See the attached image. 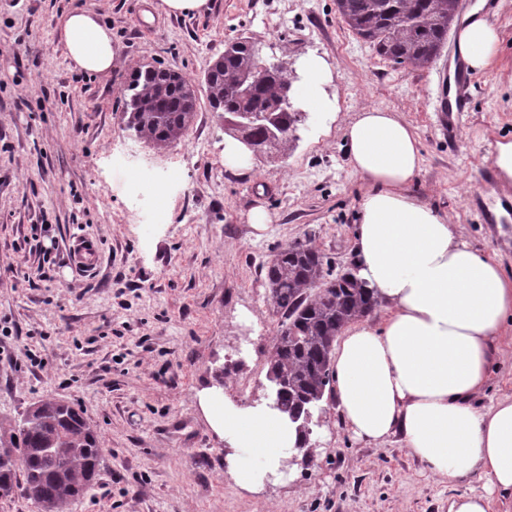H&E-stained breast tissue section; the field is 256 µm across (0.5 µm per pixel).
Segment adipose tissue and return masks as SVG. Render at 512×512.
Here are the masks:
<instances>
[{
	"label": "adipose tissue",
	"instance_id": "adipose-tissue-1",
	"mask_svg": "<svg viewBox=\"0 0 512 512\" xmlns=\"http://www.w3.org/2000/svg\"><path fill=\"white\" fill-rule=\"evenodd\" d=\"M63 33L69 58L82 70L102 73L118 63L119 46L92 12L72 8ZM458 47L469 68L480 71L497 59L501 40L475 11L458 33ZM298 68L300 108L332 121L337 104L326 90L325 60L307 55ZM344 137L352 168L366 183L351 271L383 319L373 325L356 318L337 338V411L357 439L377 443L398 435L434 475L484 481L485 492L457 496L448 512H490L493 498L512 499V400L486 411L471 400L488 379L498 336L512 323V278L413 194L422 155L407 122L369 107ZM198 404L226 444V475L248 493L284 480L285 460L304 454L295 424L278 411L242 407L213 388L199 392Z\"/></svg>",
	"mask_w": 512,
	"mask_h": 512
}]
</instances>
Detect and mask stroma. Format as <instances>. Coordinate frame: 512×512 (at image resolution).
Segmentation results:
<instances>
[{"mask_svg": "<svg viewBox=\"0 0 512 512\" xmlns=\"http://www.w3.org/2000/svg\"><path fill=\"white\" fill-rule=\"evenodd\" d=\"M112 30L122 64L80 70L63 21L75 6ZM496 62L480 71L456 141L435 116L436 72L396 65L353 33L336 0H210L201 15L164 12L161 0H0V432L41 399L85 413L102 444L88 492L62 512H448L478 481L450 482L410 455L400 437L358 440L333 395L314 409L309 449L284 482L258 495L224 473V442L198 405L223 381L242 406L269 399L266 378L281 321L261 267L286 244L310 239L334 271L350 267L366 183L350 164L344 129L365 107L398 113L420 140L414 192L512 276V223H484L476 197L494 196L480 165L512 139V0L492 21ZM249 38L265 61L294 72L326 61L338 113L327 132L301 125L279 162L251 172L224 166V123L200 98L186 136L164 149L125 131L122 89L153 65L201 84L229 41ZM173 173L162 218L143 230L121 162ZM263 208L264 228L248 214ZM46 224L60 250L33 279ZM97 239L102 260L84 271L76 237ZM472 403L512 398V328L496 342Z\"/></svg>", "mask_w": 512, "mask_h": 512, "instance_id": "35a3bbf8", "label": "stroma"}]
</instances>
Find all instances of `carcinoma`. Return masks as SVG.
<instances>
[{
    "label": "carcinoma",
    "instance_id": "carcinoma-1",
    "mask_svg": "<svg viewBox=\"0 0 512 512\" xmlns=\"http://www.w3.org/2000/svg\"><path fill=\"white\" fill-rule=\"evenodd\" d=\"M349 28L377 54L396 65L424 67L448 40L455 0H336ZM259 46L231 44L205 87L211 109L230 130L269 151L285 153L297 140L306 113L279 95L286 72L270 67L258 82L253 71ZM172 70L144 67L124 93L126 128L152 144H173L193 124L198 96ZM324 256L309 242L295 240L263 265L273 304L282 322L274 344L273 368L284 377L273 384L271 400L279 412L301 424L306 413L331 391L333 343L352 320L371 313L376 302L349 272L324 269ZM329 287L313 295L315 282ZM10 447L0 448V491L20 490L32 504L59 510L84 493L102 457L98 436L83 412L56 400L32 404L9 432Z\"/></svg>",
    "mask_w": 512,
    "mask_h": 512
}]
</instances>
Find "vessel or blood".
<instances>
[{"label": "vessel or blood", "instance_id": "b4317fda", "mask_svg": "<svg viewBox=\"0 0 512 512\" xmlns=\"http://www.w3.org/2000/svg\"><path fill=\"white\" fill-rule=\"evenodd\" d=\"M474 84L475 75L461 58H449L447 65L438 72L439 94L435 110L439 124L447 130L449 137H456L460 131V117L470 109ZM71 253L76 266L86 271L96 267L100 260V248L89 238L78 240Z\"/></svg>", "mask_w": 512, "mask_h": 512}]
</instances>
